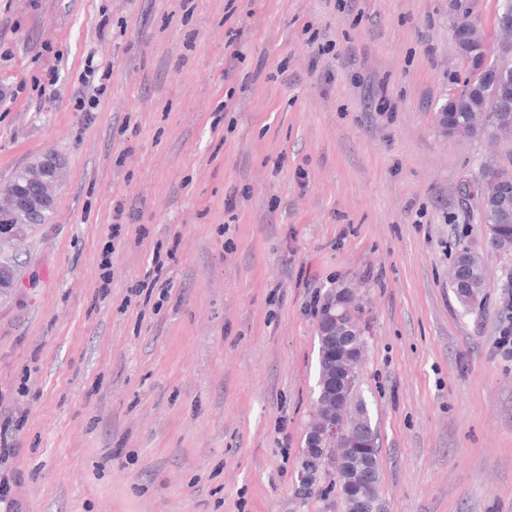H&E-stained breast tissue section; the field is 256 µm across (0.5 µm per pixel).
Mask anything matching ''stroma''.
Returning <instances> with one entry per match:
<instances>
[{"mask_svg":"<svg viewBox=\"0 0 512 512\" xmlns=\"http://www.w3.org/2000/svg\"><path fill=\"white\" fill-rule=\"evenodd\" d=\"M500 4L0 0V184L60 165L0 246L13 512H331L298 472L343 286L387 512H512V254L461 193L490 143L438 127ZM57 180H48L47 182L42 181L40 185L28 183L30 190L36 194L41 191L42 195L45 196H34L32 193L26 190L15 187V193L10 197V209L17 210L11 218L10 224H21L19 227L30 226V224H45L51 217V212L54 201H52L49 195L54 196V190L56 187ZM44 210L39 214L38 219H31L27 213L19 212L20 210H26L31 212L32 215L40 210ZM454 265L457 269L450 284L459 304L466 311L479 308L487 287L485 267L481 258L464 247L457 255Z\"/></svg>","mask_w":512,"mask_h":512,"instance_id":"1","label":"stroma"}]
</instances>
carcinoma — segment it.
I'll return each mask as SVG.
<instances>
[{
    "label": "carcinoma",
    "instance_id": "obj_1",
    "mask_svg": "<svg viewBox=\"0 0 512 512\" xmlns=\"http://www.w3.org/2000/svg\"><path fill=\"white\" fill-rule=\"evenodd\" d=\"M480 68V55L469 62V76L457 94L448 97L440 111L448 124V135L464 130L471 136H484L496 142L512 143V99L500 96V81L506 74L512 76V57L500 56L494 67L476 74ZM481 170H498L503 180L494 184L482 182L475 186L476 202L481 210L483 224L489 240H496L500 246L496 251L512 253V151L493 154L481 163ZM48 208L32 219L24 212H16L11 223L21 226L45 224L51 217ZM456 272L451 278V288L459 304L471 311L482 304L487 287L485 267L481 258L464 247L454 262ZM345 304L350 319L358 324L361 320V306L355 291L345 288L329 289L321 302L318 312V379L316 383V414L309 423L302 452L300 484L301 490L310 493L319 487L324 478L329 484H339L343 509L362 512L358 495L361 489L369 494H378L380 473L367 478V468H380L377 449L369 455L358 450L349 456L343 455L344 444L351 441L367 422H373L367 402L361 396L358 385L345 391L341 381L346 377L358 379L359 367L365 349L364 337L336 352V337L328 323V309L336 303ZM339 420L344 423L342 440L336 441L322 435L324 423Z\"/></svg>",
    "mask_w": 512,
    "mask_h": 512
}]
</instances>
